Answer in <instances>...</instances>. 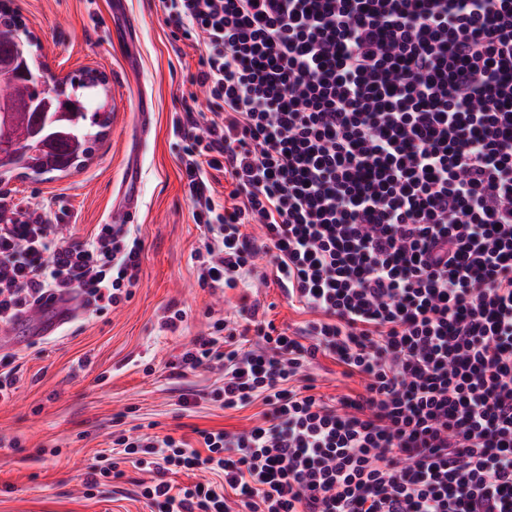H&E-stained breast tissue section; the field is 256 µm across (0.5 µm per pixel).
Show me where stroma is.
<instances>
[{
    "label": "stroma",
    "mask_w": 512,
    "mask_h": 512,
    "mask_svg": "<svg viewBox=\"0 0 512 512\" xmlns=\"http://www.w3.org/2000/svg\"><path fill=\"white\" fill-rule=\"evenodd\" d=\"M20 10L40 61L72 78L97 70L108 78L112 124L91 159L76 171L12 178L0 193L28 211L67 225L86 238L114 220L112 208L128 175L140 178L139 219L130 234L142 244L139 283L117 308H85L57 333L29 339L0 333V358L11 361L14 390L0 401V512H157L139 495L150 473L124 464L122 479L94 498L84 483L113 431L151 427L153 433L190 435L192 429L242 432L263 406L224 409L206 394L222 383V370L171 375V362L209 329L212 319L240 321L243 300L258 301L277 328H298L309 313L288 300L274 281L245 276L235 288H204L193 254L205 228L194 223L179 169L172 120L181 111L197 70L199 44L174 40L157 0H8ZM136 24L132 45L124 39ZM147 100L152 126L139 136L136 107ZM179 310L169 328L164 318ZM317 395L332 401L362 389L327 357L309 370ZM203 395L180 403L185 389Z\"/></svg>",
    "instance_id": "stroma-1"
}]
</instances>
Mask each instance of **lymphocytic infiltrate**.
<instances>
[{
  "label": "lymphocytic infiltrate",
  "instance_id": "1",
  "mask_svg": "<svg viewBox=\"0 0 512 512\" xmlns=\"http://www.w3.org/2000/svg\"><path fill=\"white\" fill-rule=\"evenodd\" d=\"M203 45L208 117L173 119L198 279L233 288L269 255L310 313L256 340L216 320L173 376L261 401L243 432L115 436L159 512H512V0H159ZM233 185L231 204L215 174ZM259 224L264 239L242 225ZM142 247L122 224L57 235L0 195V332L47 293L118 307ZM332 358L363 391L325 402ZM179 470L224 479L173 489Z\"/></svg>",
  "mask_w": 512,
  "mask_h": 512
}]
</instances>
